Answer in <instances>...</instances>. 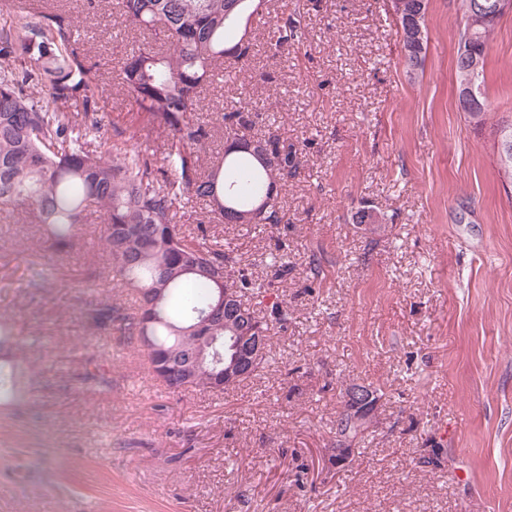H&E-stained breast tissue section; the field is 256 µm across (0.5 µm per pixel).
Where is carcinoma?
Returning a JSON list of instances; mask_svg holds the SVG:
<instances>
[{"label": "carcinoma", "mask_w": 512, "mask_h": 512, "mask_svg": "<svg viewBox=\"0 0 512 512\" xmlns=\"http://www.w3.org/2000/svg\"><path fill=\"white\" fill-rule=\"evenodd\" d=\"M461 0L463 30L459 48L485 59V47L499 16L473 27L477 3ZM266 0H115L124 27L168 45L164 53L148 42L119 64L118 87L130 105L128 118L110 113L111 89L101 64L92 60L74 19L63 9L34 7L37 21L0 23V208L40 224L58 249H71L85 212H99L102 245L115 285L136 293V307L120 316V331L144 352L157 375L158 356L169 352L185 361L197 337L215 336L229 355L228 337L254 331L264 337L263 352L237 385L265 369L271 329L288 320L283 304L260 317L241 297L258 295L264 284L241 268L206 233L187 238L179 224L181 209L205 204L199 224H284L288 222L279 189L288 186L299 161L297 151L270 132L261 138L264 159L234 144L247 142L260 113L234 104L217 111L216 123L196 118L207 111L205 92L229 75V63L249 58L248 25L263 14ZM243 27L229 45L226 33ZM294 18L277 22L275 46L299 39ZM111 129L110 136L101 130ZM224 131V154L206 160L216 129ZM170 136L163 158L139 143L141 132ZM238 301L217 306L226 282ZM152 303L144 324L143 304ZM107 301L93 315L96 324L115 320ZM215 369L207 356L192 380L206 387ZM19 394L15 366L0 364V401ZM336 438L358 437L345 410L336 413Z\"/></svg>", "instance_id": "1"}]
</instances>
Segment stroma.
Segmentation results:
<instances>
[{"instance_id":"35a3bbf8","label":"stroma","mask_w":512,"mask_h":512,"mask_svg":"<svg viewBox=\"0 0 512 512\" xmlns=\"http://www.w3.org/2000/svg\"><path fill=\"white\" fill-rule=\"evenodd\" d=\"M83 4L64 0L112 70L142 38ZM426 24L411 71L391 0H320L280 52L274 23H252L247 66L208 90L210 110L244 101L262 115L254 135L302 148L287 223L208 227L267 282L249 304L288 310L268 366L238 387L171 391L94 323L101 301L130 305L99 256L98 213L58 252L0 209V319L24 343L22 390L0 403V512H512V13L487 43L479 122L458 103L459 0H428ZM364 208L378 223L354 222ZM91 357L109 390L85 382ZM353 383L378 402L334 467Z\"/></svg>"}]
</instances>
